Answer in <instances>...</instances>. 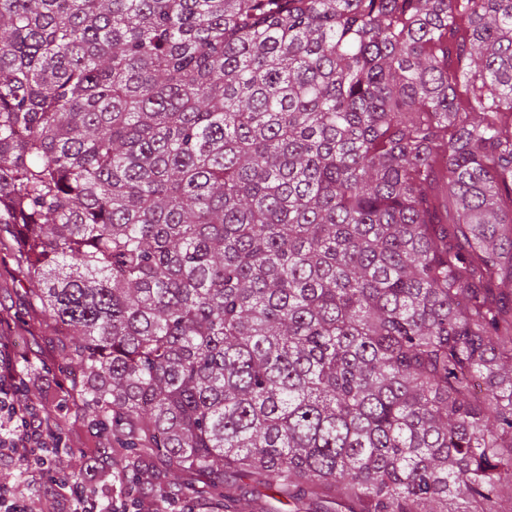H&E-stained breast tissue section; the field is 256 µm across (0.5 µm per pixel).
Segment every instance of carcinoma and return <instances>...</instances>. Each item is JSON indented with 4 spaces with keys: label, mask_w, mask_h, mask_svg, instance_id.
<instances>
[{
    "label": "carcinoma",
    "mask_w": 512,
    "mask_h": 512,
    "mask_svg": "<svg viewBox=\"0 0 512 512\" xmlns=\"http://www.w3.org/2000/svg\"><path fill=\"white\" fill-rule=\"evenodd\" d=\"M1 237L95 478L512 512V0H0ZM140 464L144 475L153 483V491H149L146 498L138 492H132L131 498H136L137 503L142 504L141 512H152L157 507L158 491L156 490H159L160 486L164 487L172 479V476L167 473L164 461L158 457H147Z\"/></svg>",
    "instance_id": "obj_1"
}]
</instances>
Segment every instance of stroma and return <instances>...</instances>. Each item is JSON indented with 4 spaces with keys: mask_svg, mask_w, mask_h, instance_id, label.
I'll use <instances>...</instances> for the list:
<instances>
[{
    "mask_svg": "<svg viewBox=\"0 0 512 512\" xmlns=\"http://www.w3.org/2000/svg\"><path fill=\"white\" fill-rule=\"evenodd\" d=\"M26 288L14 260L12 241H0V333L10 336L15 360L27 368L32 383L42 384L46 397L62 401L59 431L73 450L71 465L76 468L82 453L99 452L104 441L86 425L79 404L68 397L62 375L48 374V367L59 360L62 339L46 315L33 305ZM1 481L20 491L34 512H67V490L56 482L53 469L20 472L4 465L0 467Z\"/></svg>",
    "mask_w": 512,
    "mask_h": 512,
    "instance_id": "35a3bbf8",
    "label": "stroma"
}]
</instances>
